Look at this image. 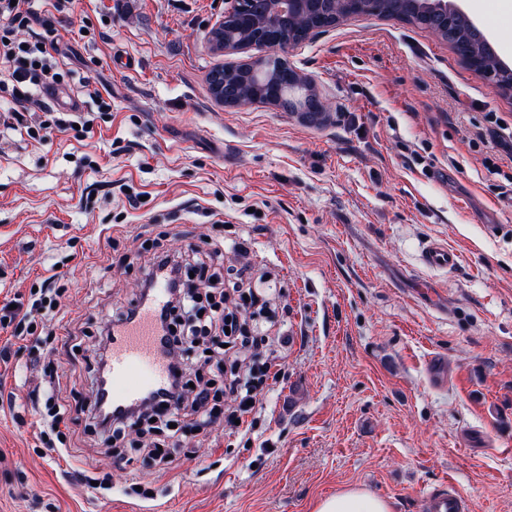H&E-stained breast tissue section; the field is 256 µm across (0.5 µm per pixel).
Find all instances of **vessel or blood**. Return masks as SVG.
<instances>
[{"mask_svg":"<svg viewBox=\"0 0 512 512\" xmlns=\"http://www.w3.org/2000/svg\"><path fill=\"white\" fill-rule=\"evenodd\" d=\"M426 267L454 268L460 259L456 250L438 240L428 242L421 253ZM167 301L164 282H156L152 298L141 304L130 322L115 327L107 365V398L120 409L138 404L149 392L165 387L167 360L159 349L158 315ZM424 512H470L467 495L456 485L446 484L426 491Z\"/></svg>","mask_w":512,"mask_h":512,"instance_id":"vessel-or-blood-1","label":"vessel or blood"}]
</instances>
